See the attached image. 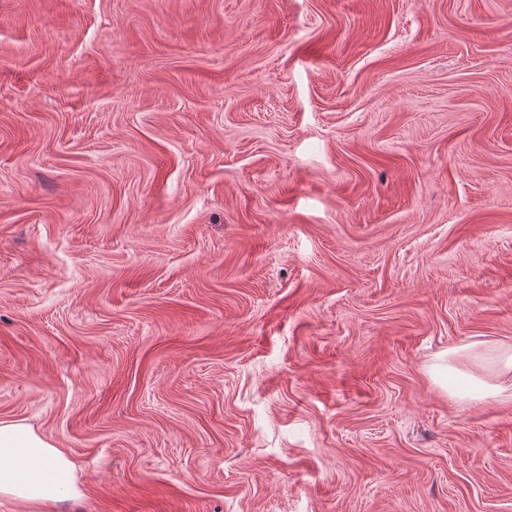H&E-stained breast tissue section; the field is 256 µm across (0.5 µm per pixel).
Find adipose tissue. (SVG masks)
Here are the masks:
<instances>
[{
  "label": "adipose tissue",
  "mask_w": 512,
  "mask_h": 512,
  "mask_svg": "<svg viewBox=\"0 0 512 512\" xmlns=\"http://www.w3.org/2000/svg\"><path fill=\"white\" fill-rule=\"evenodd\" d=\"M484 352L481 340L449 349V359L476 365L469 374L471 384L460 391V398L512 396V347H503L489 372L480 364ZM80 495L74 467L61 449L26 420H0V499L25 502L35 512H53L58 503Z\"/></svg>",
  "instance_id": "ef3b65f1"
}]
</instances>
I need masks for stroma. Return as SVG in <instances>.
I'll return each instance as SVG.
<instances>
[{
	"label": "stroma",
	"instance_id": "35a3bbf8",
	"mask_svg": "<svg viewBox=\"0 0 512 512\" xmlns=\"http://www.w3.org/2000/svg\"><path fill=\"white\" fill-rule=\"evenodd\" d=\"M512 0H0V419L54 512H512ZM487 340H477L448 350V361L453 359L471 360L475 370L467 373L471 384L463 391L448 390L450 396L459 399L482 400L490 395H510L512 397V347L501 346L496 366L486 374L479 364L485 352ZM81 495L73 464L60 448L24 419L0 420V499L47 512Z\"/></svg>",
	"mask_w": 512,
	"mask_h": 512
}]
</instances>
